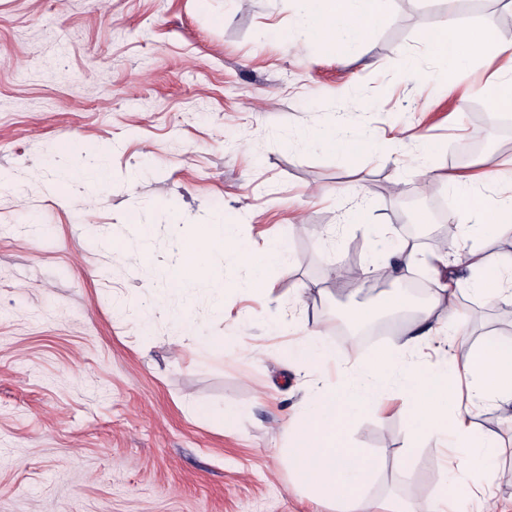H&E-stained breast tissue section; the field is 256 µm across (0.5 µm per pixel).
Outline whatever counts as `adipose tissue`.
Returning <instances> with one entry per match:
<instances>
[{
  "mask_svg": "<svg viewBox=\"0 0 512 512\" xmlns=\"http://www.w3.org/2000/svg\"><path fill=\"white\" fill-rule=\"evenodd\" d=\"M378 0H298L300 28L287 34L293 45L311 41L344 55L350 47L365 49L367 35L383 23L377 10ZM433 56L448 68L459 69L482 59L488 53L512 55V43L499 42L491 27L473 32L448 18L438 28L427 31ZM459 210L448 216V231L464 240L479 235L485 224H494L498 232H512V197L494 202L470 191L467 183L456 182ZM179 258L172 278L177 283L208 292L215 305L224 303V280L213 274L209 260L214 254L228 253L243 261L250 271L248 289L266 287L268 267H287L284 249L272 246L252 249L241 241L231 225L216 222L199 234L180 241ZM419 335L398 338L391 346L380 347L367 362L364 380L346 376L339 383L318 377L301 410L289 416L285 428L288 446L283 454L298 484L328 506H340L341 512H416L414 498L377 503L367 488L376 463L361 448L354 447L346 435L348 422L376 404L374 384L397 388L408 399L410 427L408 444L425 436L437 437L443 444L464 443L472 464L470 479L481 486H492L497 473L491 462L499 453L491 438L470 434L471 410L460 402L442 368H422L408 359V352L419 341H432L441 331V317L435 305L421 308ZM464 368L470 378L471 399L493 397L512 404V340L491 338L483 345L466 350Z\"/></svg>",
  "mask_w": 512,
  "mask_h": 512,
  "instance_id": "obj_1",
  "label": "adipose tissue"
}]
</instances>
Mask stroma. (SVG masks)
<instances>
[{
  "mask_svg": "<svg viewBox=\"0 0 512 512\" xmlns=\"http://www.w3.org/2000/svg\"><path fill=\"white\" fill-rule=\"evenodd\" d=\"M379 9L388 21L369 52L340 63L282 41L295 0H0V512H329L280 453L313 383L289 370L290 349L316 330L331 380L360 372L410 318L354 321L398 283L347 282V268L372 265L378 238L404 217L413 230L393 245L455 257L462 242L433 201L455 212L450 179L490 154L512 161V113L479 92L512 59L452 78L425 40L453 17L512 43V0ZM340 116L387 143L388 157L325 152L316 136ZM100 152L105 186L59 188L61 173ZM219 212L251 247L284 243L290 272L254 292L240 286L246 269L217 254L223 312L197 290H168L154 306L180 238ZM456 304L467 345L512 339V302L461 289ZM183 305L194 328L179 346L172 313ZM209 336L223 345L202 348ZM386 397L349 426L377 462L371 496L481 499L463 449L408 447L404 401ZM511 414L486 400L472 417L503 449L501 512H512Z\"/></svg>",
  "mask_w": 512,
  "mask_h": 512,
  "instance_id": "obj_1",
  "label": "stroma"
}]
</instances>
